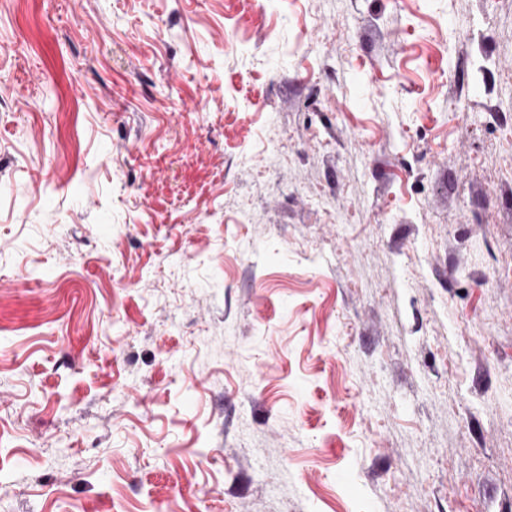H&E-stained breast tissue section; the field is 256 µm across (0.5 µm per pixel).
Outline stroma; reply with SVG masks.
<instances>
[{
	"label": "stroma",
	"mask_w": 512,
	"mask_h": 512,
	"mask_svg": "<svg viewBox=\"0 0 512 512\" xmlns=\"http://www.w3.org/2000/svg\"><path fill=\"white\" fill-rule=\"evenodd\" d=\"M0 512H512L507 0H0Z\"/></svg>",
	"instance_id": "obj_1"
}]
</instances>
